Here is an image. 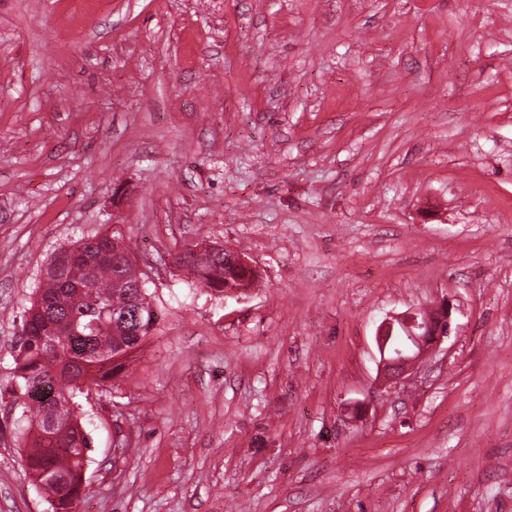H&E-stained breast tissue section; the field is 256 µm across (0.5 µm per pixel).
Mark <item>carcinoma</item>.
Listing matches in <instances>:
<instances>
[{
  "instance_id": "obj_1",
  "label": "carcinoma",
  "mask_w": 512,
  "mask_h": 512,
  "mask_svg": "<svg viewBox=\"0 0 512 512\" xmlns=\"http://www.w3.org/2000/svg\"><path fill=\"white\" fill-rule=\"evenodd\" d=\"M84 262L55 274L46 268L36 299L24 310L16 336L14 374L0 388L13 398L27 429H47L60 420L55 440L30 443L26 465L48 495L54 512H72L80 497L90 441L71 402L107 387L120 360L150 333L157 321L148 294L133 287L136 264L123 228L75 241L60 254ZM228 251L185 252L180 262L204 287L224 294L245 290L257 273L240 268Z\"/></svg>"
}]
</instances>
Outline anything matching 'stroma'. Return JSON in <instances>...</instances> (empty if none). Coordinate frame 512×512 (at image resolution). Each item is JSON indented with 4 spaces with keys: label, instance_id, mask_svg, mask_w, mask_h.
<instances>
[{
    "label": "stroma",
    "instance_id": "obj_1",
    "mask_svg": "<svg viewBox=\"0 0 512 512\" xmlns=\"http://www.w3.org/2000/svg\"><path fill=\"white\" fill-rule=\"evenodd\" d=\"M122 225L157 324L79 512H512V0H0V385L50 256ZM247 255L241 294L179 263ZM451 298L417 373L379 323ZM0 396V512H52Z\"/></svg>",
    "mask_w": 512,
    "mask_h": 512
}]
</instances>
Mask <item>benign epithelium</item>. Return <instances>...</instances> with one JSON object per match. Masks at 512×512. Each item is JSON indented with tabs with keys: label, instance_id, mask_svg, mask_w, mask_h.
Returning a JSON list of instances; mask_svg holds the SVG:
<instances>
[{
	"label": "benign epithelium",
	"instance_id": "benign-epithelium-1",
	"mask_svg": "<svg viewBox=\"0 0 512 512\" xmlns=\"http://www.w3.org/2000/svg\"><path fill=\"white\" fill-rule=\"evenodd\" d=\"M452 310L453 305L444 300L436 315L419 310L390 315L378 325L375 341L380 356V374L385 380H395L413 370L426 352L448 337Z\"/></svg>",
	"mask_w": 512,
	"mask_h": 512
}]
</instances>
